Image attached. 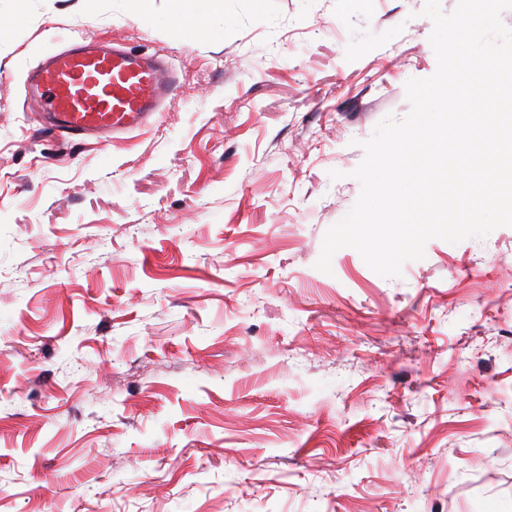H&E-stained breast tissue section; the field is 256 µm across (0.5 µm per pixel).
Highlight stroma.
<instances>
[{"mask_svg": "<svg viewBox=\"0 0 512 512\" xmlns=\"http://www.w3.org/2000/svg\"><path fill=\"white\" fill-rule=\"evenodd\" d=\"M424 6L0 0V512H512V227L316 267ZM71 34L166 61L152 124L44 130ZM195 4V10L192 15L180 18V23H197L203 26L210 18L223 14L224 1L223 0H192Z\"/></svg>", "mask_w": 512, "mask_h": 512, "instance_id": "1", "label": "stroma"}]
</instances>
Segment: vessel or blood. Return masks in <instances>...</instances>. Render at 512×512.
Returning a JSON list of instances; mask_svg holds the SVG:
<instances>
[{"instance_id": "b4317fda", "label": "vessel or blood", "mask_w": 512, "mask_h": 512, "mask_svg": "<svg viewBox=\"0 0 512 512\" xmlns=\"http://www.w3.org/2000/svg\"><path fill=\"white\" fill-rule=\"evenodd\" d=\"M174 88L162 59L73 38L33 72L27 98L33 111L47 113L51 129L109 137L149 124Z\"/></svg>"}]
</instances>
